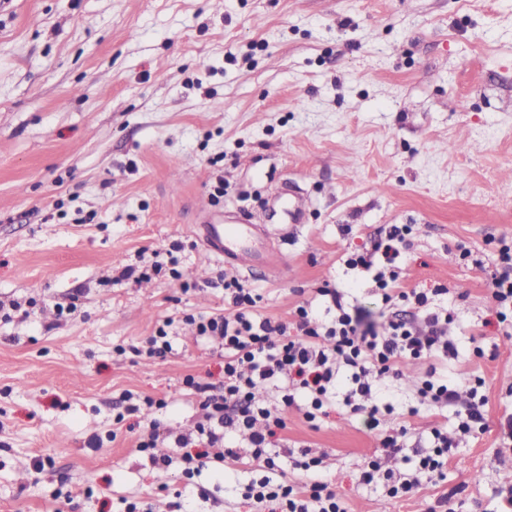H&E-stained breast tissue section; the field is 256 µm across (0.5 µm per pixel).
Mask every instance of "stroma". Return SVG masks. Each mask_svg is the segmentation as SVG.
Listing matches in <instances>:
<instances>
[{"label": "stroma", "mask_w": 512, "mask_h": 512, "mask_svg": "<svg viewBox=\"0 0 512 512\" xmlns=\"http://www.w3.org/2000/svg\"><path fill=\"white\" fill-rule=\"evenodd\" d=\"M279 186L301 223L285 225ZM237 212L280 238V276L225 267L193 231ZM388 224L412 227L401 287H447L459 356L377 378L394 410L376 430L340 401L308 423L269 391L287 411L279 464L304 483L294 454L310 450L346 512H507L512 335L489 296L512 243V0H0V512H119L123 497L163 512L184 479L137 441L194 429L185 375L224 380L188 316L223 313L237 278L265 316L308 300L323 315L328 287L383 327L404 306L345 261ZM173 253L179 281L151 270ZM167 320L172 352L137 354ZM432 367L483 379L486 430L460 438L443 480L391 498L360 482L364 460L403 470L433 429L456 431L454 409L414 396ZM127 391L157 404L127 412ZM398 422L405 448L385 455ZM247 442L227 436L237 460L199 477L205 512H257Z\"/></svg>", "instance_id": "stroma-1"}]
</instances>
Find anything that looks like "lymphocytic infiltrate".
<instances>
[{
    "instance_id": "lymphocytic-infiltrate-1",
    "label": "lymphocytic infiltrate",
    "mask_w": 512,
    "mask_h": 512,
    "mask_svg": "<svg viewBox=\"0 0 512 512\" xmlns=\"http://www.w3.org/2000/svg\"><path fill=\"white\" fill-rule=\"evenodd\" d=\"M409 228L391 224L379 230L370 248L353 253L347 264L372 273L375 289L386 306L410 305V318H392L384 331L366 324L359 309L346 305L338 289H325L334 308L330 322L311 317L308 307L297 309L295 326L261 315L258 294L239 280L224 284V313L195 318L197 335L218 341L224 349V383L215 387L186 376L183 385L200 396V416L195 435L179 434L165 443L156 431H149L138 444L154 467L164 469L179 464L186 483H193L208 466L209 451L224 445L225 435L249 430L250 457L265 470V477L246 488L245 500L266 506L272 512H344L341 503L320 479L297 484L287 471L279 469L269 453L279 444L287 428L283 415L259 407L258 389H276L285 406H293L297 393L307 398L304 417L316 421L326 414L336 398V381L346 375L348 389L344 403L352 412L367 416L369 427L379 425L380 408L375 403L374 377L396 372L399 362L434 357L452 360L458 356L455 341L444 334L453 315L437 304L445 287L405 291L399 285L397 260L401 246L407 245ZM417 393L421 401L440 407L457 406L461 434L474 436L485 429L486 399L470 388L467 400L447 382L422 380ZM432 449L420 456L412 473L382 471L377 460L365 461L361 481L383 483L389 497H405L422 482L442 479L448 450L455 442L447 433L433 430ZM170 453H163V446Z\"/></svg>"
}]
</instances>
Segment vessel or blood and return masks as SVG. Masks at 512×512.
I'll return each mask as SVG.
<instances>
[{
    "label": "vessel or blood",
    "mask_w": 512,
    "mask_h": 512,
    "mask_svg": "<svg viewBox=\"0 0 512 512\" xmlns=\"http://www.w3.org/2000/svg\"><path fill=\"white\" fill-rule=\"evenodd\" d=\"M194 230L210 253L223 258L225 266L248 270L269 263L268 253L254 243L258 227L250 217L237 215L228 224H198Z\"/></svg>",
    "instance_id": "vessel-or-blood-1"
}]
</instances>
